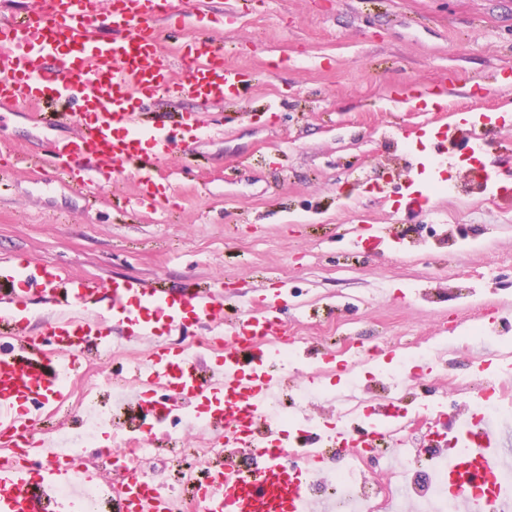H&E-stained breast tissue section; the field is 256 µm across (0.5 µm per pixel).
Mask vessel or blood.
Instances as JSON below:
<instances>
[{"label": "vessel or blood", "instance_id": "obj_1", "mask_svg": "<svg viewBox=\"0 0 512 512\" xmlns=\"http://www.w3.org/2000/svg\"><path fill=\"white\" fill-rule=\"evenodd\" d=\"M201 0H187L186 10L171 13L162 0H113L112 33L102 37L96 0H44L35 17L0 19V100L40 108L46 98L70 105L61 122L76 121L77 135L58 142L54 158L82 185L102 186L115 173L135 168L139 192H149L162 160L192 146L189 132L199 131L198 114L182 113L176 125H143L133 100L163 95L178 101H234L252 86L255 75L232 61L221 44L206 33L186 29L205 25ZM103 160L107 170L90 171L84 161ZM43 290L55 304L41 329L17 313L21 298L10 293L8 321L13 344L0 348V512H86L84 491L102 484L99 466L73 464L61 448L37 443L30 454L16 441L38 430L40 410L65 398L67 376L76 374L85 354L108 350L105 332L113 324L127 342L151 341L126 373L140 387L126 400L141 404L143 389L162 392L166 411L193 400L223 395L207 424L224 458L215 459L204 512H328V501L310 502L305 493V466L288 459L277 425L265 409L285 378L272 364L263 344L281 335L283 325L271 304H252L237 323L224 320L223 290L187 293L159 290L124 280L104 287L95 280L68 278L54 265H43ZM205 322L208 345L224 352L223 367L200 379L193 359L162 344L160 324L184 326ZM439 419L426 443L447 455L450 497L470 504L472 512H512V496L502 493L503 463L512 458V432L482 416L459 421L456 434L442 431ZM375 428L344 423L336 428L337 447L374 442ZM260 451L258 466L242 471L239 449ZM117 512H176L168 492L142 476L126 472Z\"/></svg>", "mask_w": 512, "mask_h": 512}]
</instances>
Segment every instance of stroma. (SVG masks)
I'll list each match as a JSON object with an SVG mask.
<instances>
[{
	"label": "stroma",
	"mask_w": 512,
	"mask_h": 512,
	"mask_svg": "<svg viewBox=\"0 0 512 512\" xmlns=\"http://www.w3.org/2000/svg\"><path fill=\"white\" fill-rule=\"evenodd\" d=\"M225 51L255 67L252 90L232 104L209 107L214 124L193 147L172 154L160 177L175 196L166 211L139 197L134 170L114 174L103 191L84 190L28 162L77 125H56L0 105V144L19 161L0 169V267L25 262L35 278L48 262L74 279L152 280L189 292L223 281L228 318L239 300H274L292 335L307 334L296 367L314 397L308 413L331 434L337 414L329 395L378 387L393 365L387 347L400 337L415 360L404 362L416 381L402 407L435 411L423 389L439 391L501 376L512 369V329L500 341L458 331L473 316L483 323L512 317V209L489 200L487 188L512 180V0H244V14L226 25L234 0H202ZM446 96L426 111L422 92ZM489 124L493 143L479 165L450 172L431 167L438 132ZM454 195L430 196L438 183ZM429 195L423 207L413 198ZM451 238L478 232L480 244L460 250L397 239L435 214ZM384 224L393 234L352 245L350 226ZM379 346L354 373L321 372L323 355L346 343ZM445 350V361L420 355ZM126 361L84 356L68 399L46 406L38 439L59 434L76 442L79 383L99 384L94 407L109 419L81 456L99 462L100 440L113 424L131 431L151 425L147 407L117 402L115 383ZM207 405L181 413L151 475L177 485L173 449L190 452L204 434L190 427Z\"/></svg>",
	"instance_id": "35a3bbf8"
}]
</instances>
